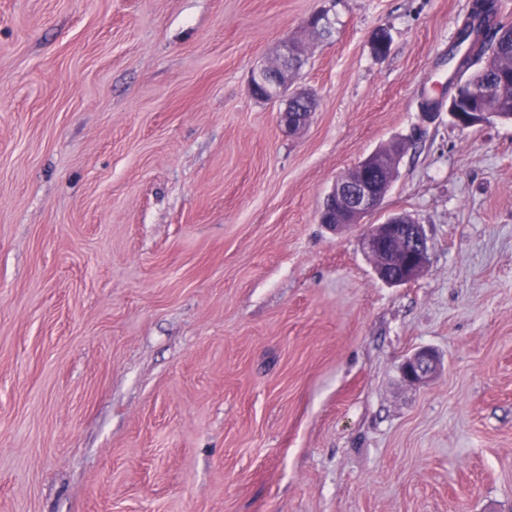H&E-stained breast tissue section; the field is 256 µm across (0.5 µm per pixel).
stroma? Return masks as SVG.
I'll return each mask as SVG.
<instances>
[{
    "label": "stroma",
    "mask_w": 512,
    "mask_h": 512,
    "mask_svg": "<svg viewBox=\"0 0 512 512\" xmlns=\"http://www.w3.org/2000/svg\"><path fill=\"white\" fill-rule=\"evenodd\" d=\"M470 3L0 0V512H512V121L448 113ZM294 39L299 134L249 85ZM399 139L367 221L428 263L390 285L318 214ZM291 106L279 112V121L288 133H298L308 124L311 112L314 109V100L311 94L304 90L293 92L291 97ZM298 105L303 106L306 112H293ZM435 367L434 355L427 351H421L407 358L402 364L401 370L408 383L421 385L430 379Z\"/></svg>",
    "instance_id": "1"
}]
</instances>
